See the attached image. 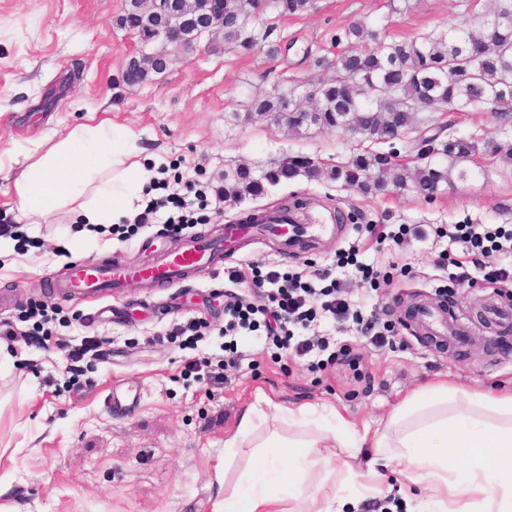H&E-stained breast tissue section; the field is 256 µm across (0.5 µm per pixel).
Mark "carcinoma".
<instances>
[{
  "label": "carcinoma",
  "instance_id": "1",
  "mask_svg": "<svg viewBox=\"0 0 512 512\" xmlns=\"http://www.w3.org/2000/svg\"><path fill=\"white\" fill-rule=\"evenodd\" d=\"M281 15L295 16L315 8L316 0H271ZM133 13L121 15L120 26L133 25L151 15V0H135ZM250 0H236L224 16V43L244 50L257 40L248 32ZM351 47L336 58L334 78L309 84L304 93L275 92L252 100L246 117L275 119L287 108L288 129H341L375 143L389 144L397 130L416 134L415 143L429 147L411 170L396 162L397 152L354 153L347 162L322 167L308 156H291L256 176L247 168L224 171V199L240 202L258 197L281 180L303 176L326 177L364 195L412 188L430 196L454 181H467L477 145L470 138L448 133L444 127L429 135L415 123L418 112H468L492 104L498 116L512 115V0H492V7L463 16L450 31L388 40L364 21L352 24L345 35Z\"/></svg>",
  "mask_w": 512,
  "mask_h": 512
}]
</instances>
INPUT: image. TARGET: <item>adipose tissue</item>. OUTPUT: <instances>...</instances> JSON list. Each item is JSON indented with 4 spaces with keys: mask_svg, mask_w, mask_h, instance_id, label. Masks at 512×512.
<instances>
[{
    "mask_svg": "<svg viewBox=\"0 0 512 512\" xmlns=\"http://www.w3.org/2000/svg\"><path fill=\"white\" fill-rule=\"evenodd\" d=\"M138 154L128 128L77 126L19 175L16 203L31 219L73 205L83 223H120L142 189ZM335 420L340 430L331 439L346 455L341 468L315 454V441L270 437L258 445L245 490L225 491L220 512H287L286 490L294 485L306 512H343L348 488L378 493L381 466L394 463L411 484L424 485L432 512H512V391L443 381L405 398L387 418ZM452 458L465 461L464 471L449 468ZM329 477L336 489L328 495L321 482Z\"/></svg>",
    "mask_w": 512,
    "mask_h": 512,
    "instance_id": "adipose-tissue-1",
    "label": "adipose tissue"
}]
</instances>
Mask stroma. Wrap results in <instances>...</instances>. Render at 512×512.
Instances as JSON below:
<instances>
[{
    "instance_id": "stroma-1",
    "label": "stroma",
    "mask_w": 512,
    "mask_h": 512,
    "mask_svg": "<svg viewBox=\"0 0 512 512\" xmlns=\"http://www.w3.org/2000/svg\"><path fill=\"white\" fill-rule=\"evenodd\" d=\"M488 0H317L297 16L268 10L249 25L258 36L249 51L202 37L187 60L169 61L146 82L129 85L120 72L138 40L117 25L124 0H0V224L25 236L0 239V512H215L225 477H237L249 451L224 466V440L243 411L266 415L308 404L331 407L358 421L387 417L408 393L439 378L477 390L512 389V321L489 323L488 304L512 308V280L470 269L456 285L455 261L465 243L451 241L453 225L473 221L512 226V159L479 155L474 177L428 200L406 190L365 196L326 180L298 176L264 195L232 203L216 193L225 170L253 173L291 155L332 165L348 160L362 136L311 128L298 134L270 120H246L254 98L304 91L334 74L345 32L357 21L399 38L456 26ZM458 134L477 145L512 149V119L489 112L458 115ZM102 121L132 130L163 173L168 189L187 197L192 219L180 233L164 228L161 210L149 224H108L87 231L64 207L45 223L27 224L15 207L16 178L34 161L51 131L66 134ZM308 201V220L329 228L315 242L286 248L280 240L248 238L216 259L208 274L192 272L172 286L125 288L112 297L63 295L57 286L80 262L157 261L184 238L213 237L224 225L294 200ZM401 241L393 236L400 228ZM359 251L340 260L350 244ZM449 266H439L440 256ZM255 263L261 271L301 275L323 288L318 274L343 283L352 310L392 330L373 346L353 320L317 314L297 336H319L326 350L297 356L275 346L265 330L235 336L225 351L224 303L238 297L267 304L265 286L232 281ZM378 270L363 279L361 266ZM438 307L470 328L464 345L423 336L411 320L414 303ZM117 309L105 321L102 306ZM52 315V336L30 341L35 310ZM202 322L196 342L167 341L180 323ZM163 344H156V337ZM95 341L96 355L72 366L66 347ZM129 400L123 411L108 399ZM426 493L412 489L394 465L380 494L358 512H426Z\"/></svg>"
}]
</instances>
